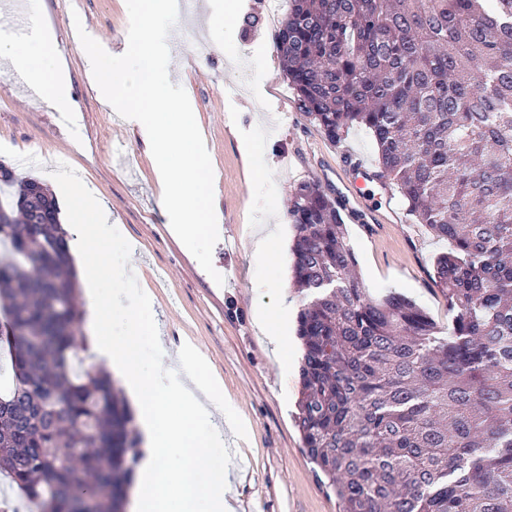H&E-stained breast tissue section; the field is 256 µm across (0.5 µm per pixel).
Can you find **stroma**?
<instances>
[{"mask_svg":"<svg viewBox=\"0 0 512 512\" xmlns=\"http://www.w3.org/2000/svg\"><path fill=\"white\" fill-rule=\"evenodd\" d=\"M186 2L168 38L169 78L187 92L207 141L220 222L212 259L223 284L171 232L157 203L150 145L100 93L78 38L85 30L110 54L122 55L126 0H25L17 17L0 14V52L39 54L29 35L7 33L13 22L31 23L55 34L56 58L70 76V107L60 111L20 75L0 73V165L51 190L56 174L78 173L105 202L117 227L105 251L114 266L136 265L141 276L102 282L103 295L118 297L121 315L139 308L143 292L151 291L150 316L168 346L194 342L209 374L221 381L225 415L245 428L226 434L220 462L231 473L234 512H339L294 420L303 357L297 316L305 302L293 286L288 246L295 228L286 224L280 257L258 263L244 227L286 219L300 182L334 189L342 160L376 165V145L356 126L330 141L303 114L272 41L277 26L265 16V0H238L231 27L224 23L225 0ZM190 33L198 37L192 47L185 44ZM250 170L262 179L248 180ZM389 208L396 222L375 228L343 212L356 272L371 297L397 291L447 326L448 301L431 273L434 256L448 245L415 223L398 194H391ZM266 281L279 282L280 292L263 289ZM281 299L291 338L285 363L255 322L257 311Z\"/></svg>","mask_w":512,"mask_h":512,"instance_id":"stroma-1","label":"stroma"}]
</instances>
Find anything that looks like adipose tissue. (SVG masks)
Instances as JSON below:
<instances>
[{
	"label": "adipose tissue",
	"instance_id": "1",
	"mask_svg": "<svg viewBox=\"0 0 512 512\" xmlns=\"http://www.w3.org/2000/svg\"><path fill=\"white\" fill-rule=\"evenodd\" d=\"M8 68L57 105H68V86L59 68L42 67L20 49L10 53ZM66 188L78 226L68 250L71 255L85 256L89 281L96 284L117 275H136V267L114 269L108 256L97 251L98 245L113 235L103 204L90 196L82 182L67 181ZM149 333L146 312L132 311L122 336H102L94 345L99 365L122 378L137 409L146 454L131 489L135 512H197L202 504L208 512H233L227 499V479L213 463L214 449L224 445V429L214 420L216 412L223 410L224 400L204 373V358L187 339L173 353L163 343L155 345L157 366L171 373V381L144 375L142 340ZM178 457L183 458V465H175Z\"/></svg>",
	"mask_w": 512,
	"mask_h": 512
}]
</instances>
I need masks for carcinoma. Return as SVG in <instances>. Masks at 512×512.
<instances>
[{
    "label": "carcinoma",
    "mask_w": 512,
    "mask_h": 512,
    "mask_svg": "<svg viewBox=\"0 0 512 512\" xmlns=\"http://www.w3.org/2000/svg\"><path fill=\"white\" fill-rule=\"evenodd\" d=\"M300 108L331 141L365 128L415 223L448 242V330L353 274L341 204L298 184L296 423L342 512H512V0H290L276 34ZM0 173L3 471L37 512H123L134 416L86 363L67 231L46 187ZM52 222L31 227L36 214Z\"/></svg>",
    "instance_id": "1"
}]
</instances>
